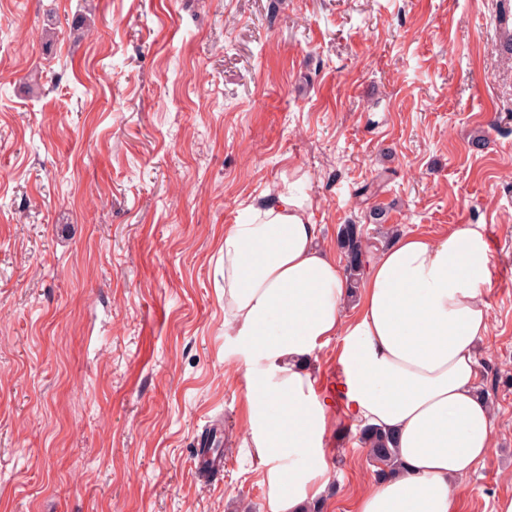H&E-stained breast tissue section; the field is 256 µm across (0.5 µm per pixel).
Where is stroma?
Segmentation results:
<instances>
[{
  "label": "stroma",
  "mask_w": 512,
  "mask_h": 512,
  "mask_svg": "<svg viewBox=\"0 0 512 512\" xmlns=\"http://www.w3.org/2000/svg\"><path fill=\"white\" fill-rule=\"evenodd\" d=\"M498 0H0V512H264L224 229L299 191L319 239L480 224L493 453L512 496V53ZM384 175L370 199L358 189ZM383 224L370 223L371 208ZM224 430V474L194 444ZM325 512L374 473L326 439ZM209 437L199 440L193 455V464L195 468L201 470L203 474H211L219 471L220 466L224 469V458L222 454L213 453L212 448H207Z\"/></svg>",
  "instance_id": "obj_1"
}]
</instances>
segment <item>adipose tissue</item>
Instances as JSON below:
<instances>
[{"instance_id": "adipose-tissue-1", "label": "adipose tissue", "mask_w": 512, "mask_h": 512, "mask_svg": "<svg viewBox=\"0 0 512 512\" xmlns=\"http://www.w3.org/2000/svg\"><path fill=\"white\" fill-rule=\"evenodd\" d=\"M491 250L479 224L403 234L372 260L359 299L318 242L303 199L280 195L224 231V332L239 341L246 426L265 512H306L330 482L333 406L396 438L399 467L372 478L354 512H460L461 482L493 448L495 418L477 346L489 332ZM344 381L310 368L333 337Z\"/></svg>"}]
</instances>
